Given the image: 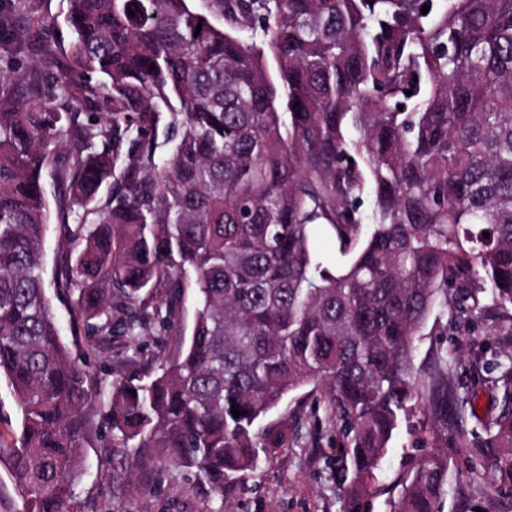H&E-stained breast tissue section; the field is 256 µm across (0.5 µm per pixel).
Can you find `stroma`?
<instances>
[{
  "mask_svg": "<svg viewBox=\"0 0 512 512\" xmlns=\"http://www.w3.org/2000/svg\"><path fill=\"white\" fill-rule=\"evenodd\" d=\"M68 0H27L22 14L0 17V29H30L31 35L14 54V66L25 77L19 95L38 93L52 101L59 70L55 56L67 49L70 30ZM499 315L487 309L480 318L460 326L456 318L438 324L429 318L414 350L416 363L428 364L439 350L448 352V378L463 401L474 402L476 417L486 416L492 404L491 384L471 373L477 357L497 345ZM287 418L297 438L288 448L261 457L244 487L213 497L207 487L188 481L184 469L156 461L139 471L135 448L104 447L102 430H92L85 443L83 472L75 482L82 512H341L339 424L325 411L318 391L306 386L288 395L269 418ZM431 439L417 419L403 422L395 432L365 499L364 512H393L407 475L431 453ZM448 483L443 512H512V498L495 493L483 478L484 464L456 429L448 431Z\"/></svg>",
  "mask_w": 512,
  "mask_h": 512,
  "instance_id": "35a3bbf8",
  "label": "stroma"
}]
</instances>
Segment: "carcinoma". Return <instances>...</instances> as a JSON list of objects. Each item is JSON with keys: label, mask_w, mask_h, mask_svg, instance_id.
Masks as SVG:
<instances>
[{"label": "carcinoma", "mask_w": 512, "mask_h": 512, "mask_svg": "<svg viewBox=\"0 0 512 512\" xmlns=\"http://www.w3.org/2000/svg\"><path fill=\"white\" fill-rule=\"evenodd\" d=\"M69 2L54 97L85 113L0 93V377L20 412L0 462L23 512H81L97 421L107 446L157 448L222 499L288 447L265 418L310 385L342 422V512H363L403 422L420 414L446 448L448 408L465 421L448 354L413 359L449 289L463 322L487 295L512 337V0H213L223 28L187 0ZM46 170L81 360L44 278ZM318 232L353 254L342 268ZM486 371L495 413L470 448L512 495V345ZM447 477L425 456L394 512H442Z\"/></svg>", "instance_id": "1"}]
</instances>
